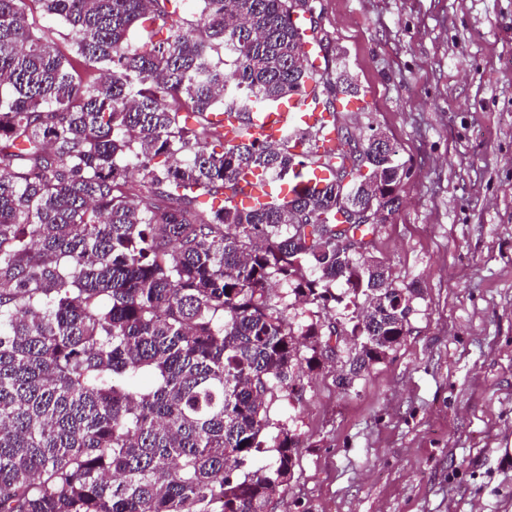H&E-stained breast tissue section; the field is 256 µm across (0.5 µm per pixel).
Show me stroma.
<instances>
[{"instance_id":"35a3bbf8","label":"stroma","mask_w":512,"mask_h":512,"mask_svg":"<svg viewBox=\"0 0 512 512\" xmlns=\"http://www.w3.org/2000/svg\"><path fill=\"white\" fill-rule=\"evenodd\" d=\"M408 175L375 260L422 290L412 331L349 390L347 353L274 417L300 436L268 512H512V0H317Z\"/></svg>"}]
</instances>
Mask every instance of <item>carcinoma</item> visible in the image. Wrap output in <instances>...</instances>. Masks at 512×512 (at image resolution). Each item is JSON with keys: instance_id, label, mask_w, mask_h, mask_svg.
<instances>
[{"instance_id": "obj_1", "label": "carcinoma", "mask_w": 512, "mask_h": 512, "mask_svg": "<svg viewBox=\"0 0 512 512\" xmlns=\"http://www.w3.org/2000/svg\"><path fill=\"white\" fill-rule=\"evenodd\" d=\"M32 1L100 80L33 34ZM197 2L187 23L182 0H0V512H267L299 442L272 406L329 358L332 322L345 390L410 333L421 289L367 256L375 223L353 220L398 209L394 143L340 123L323 186L243 209L247 174L305 180L317 131L226 146L209 119L242 127L310 81L332 114L356 96L315 0ZM274 283L293 302H274Z\"/></svg>"}]
</instances>
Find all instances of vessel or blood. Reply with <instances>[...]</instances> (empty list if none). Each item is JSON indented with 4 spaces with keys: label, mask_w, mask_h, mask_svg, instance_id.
<instances>
[{
    "label": "vessel or blood",
    "mask_w": 512,
    "mask_h": 512,
    "mask_svg": "<svg viewBox=\"0 0 512 512\" xmlns=\"http://www.w3.org/2000/svg\"><path fill=\"white\" fill-rule=\"evenodd\" d=\"M301 123L317 128L320 136V155L329 159L335 158L339 149L336 125L331 114L324 112L321 106L315 105L314 92L310 89L288 107L266 108L252 113L249 131L255 138L274 143L289 126ZM272 193L273 188L266 180L248 175L240 179L235 201L253 206L269 199Z\"/></svg>",
    "instance_id": "vessel-or-blood-1"
}]
</instances>
